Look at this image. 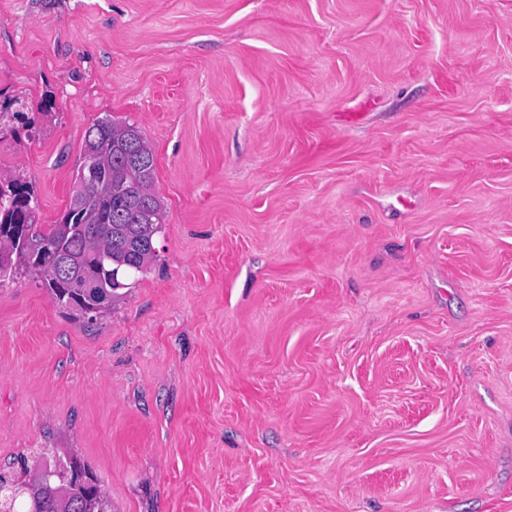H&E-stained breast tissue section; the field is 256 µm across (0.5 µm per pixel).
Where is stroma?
Returning a JSON list of instances; mask_svg holds the SVG:
<instances>
[{"instance_id": "1", "label": "stroma", "mask_w": 512, "mask_h": 512, "mask_svg": "<svg viewBox=\"0 0 512 512\" xmlns=\"http://www.w3.org/2000/svg\"><path fill=\"white\" fill-rule=\"evenodd\" d=\"M36 220L154 152L157 257L76 320L0 283V471L112 512H512V0H0ZM61 460L70 479L75 480L79 477V480L81 478L83 481L92 480L95 484L94 490L96 492L93 495H87L82 489L73 487L74 495L69 501L63 502L54 499L43 508L44 512H99L100 501H104L103 506L106 512H112V503L103 490H101L99 486L100 480L93 473L89 465L82 461L77 454L71 452L64 454Z\"/></svg>"}]
</instances>
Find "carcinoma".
<instances>
[{
    "mask_svg": "<svg viewBox=\"0 0 512 512\" xmlns=\"http://www.w3.org/2000/svg\"><path fill=\"white\" fill-rule=\"evenodd\" d=\"M154 153L139 128L128 122L102 118L86 132L78 185L68 208L55 224H37L35 193L26 181H0V281L38 275L52 299L80 319L112 310L119 287L137 284L154 256V239L161 232V203L153 193L141 201V189L152 187ZM92 281L101 297L97 308L83 283ZM67 476L99 482L77 454L62 456ZM25 481L0 473V512H30L31 493ZM87 495L73 489V497L54 499L45 512H98L112 503L101 490Z\"/></svg>",
    "mask_w": 512,
    "mask_h": 512,
    "instance_id": "1",
    "label": "carcinoma"
}]
</instances>
